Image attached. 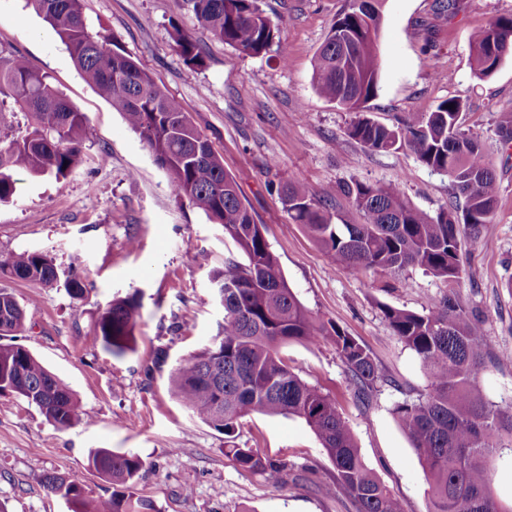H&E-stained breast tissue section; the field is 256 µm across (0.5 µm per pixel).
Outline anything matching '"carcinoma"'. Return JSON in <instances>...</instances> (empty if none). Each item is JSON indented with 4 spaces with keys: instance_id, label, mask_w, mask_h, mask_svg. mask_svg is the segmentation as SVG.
<instances>
[{
    "instance_id": "cac0c4a2",
    "label": "carcinoma",
    "mask_w": 512,
    "mask_h": 512,
    "mask_svg": "<svg viewBox=\"0 0 512 512\" xmlns=\"http://www.w3.org/2000/svg\"><path fill=\"white\" fill-rule=\"evenodd\" d=\"M51 25L85 80L122 112L156 161L170 175L174 195L202 209L224 227L245 262L224 261L211 283L224 294V326L202 351L184 360L172 376L177 398L200 420L224 432V454L240 468L258 471L272 483L284 482L287 465L236 442L241 420L251 412L297 416L311 428L335 468L336 483L325 487L350 498L356 512H403V507L363 460L336 402L303 381L279 355L289 341L329 339L345 363L359 401L369 403L380 379L370 353L332 323L314 321L288 287L265 237L224 158L188 113L112 39L93 31L82 0H26ZM192 11L214 37L245 55L267 52L280 38L278 25L266 17L258 0H188ZM384 0L347 6L318 48L314 60L317 92L351 112H361L379 86L376 39ZM184 64L204 65L198 44L175 30ZM473 69L492 75L505 55H512V16L499 17L471 43ZM25 113L29 132L22 139L0 140V203L16 191L13 174L27 171L66 176L79 162L92 130L85 115L63 99L48 80L14 50L0 46V108L6 103ZM464 105L447 99L432 112L408 115L393 127L357 118L348 135L376 151L408 147L427 167L447 174L462 208H443L431 217L394 188L355 180L342 192L360 213V224H334L326 201L301 181L286 182L282 203L289 220L305 228L337 265L368 271L398 272L418 266L446 282L463 272L460 226L477 238L498 201L496 174L479 139L462 130ZM57 268L48 255L24 251L0 259V280L52 284ZM138 304L115 299L94 325L92 342L114 356L135 351ZM393 333L420 358L428 392L393 408L424 469L427 512H512L490 491L487 457L500 431L512 429L507 418L484 401L476 372L489 352L479 318L448 295L423 312L387 307ZM5 335L24 333L20 303L0 289V328ZM0 392L24 397L60 429L79 420L80 404L71 389L26 347L0 344ZM89 463L112 483L111 512H149L152 505L134 492L141 458L101 448ZM43 485L69 505L70 512H101L88 501L75 478L46 473Z\"/></svg>"
}]
</instances>
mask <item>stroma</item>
I'll list each match as a JSON object with an SVG mask.
<instances>
[{"instance_id":"obj_1","label":"stroma","mask_w":512,"mask_h":512,"mask_svg":"<svg viewBox=\"0 0 512 512\" xmlns=\"http://www.w3.org/2000/svg\"><path fill=\"white\" fill-rule=\"evenodd\" d=\"M347 0H259L281 27L280 40L246 56L215 39L186 0H83L87 22L163 84L192 117L240 185L289 287L315 321L332 322L371 354L381 378L361 403L329 340L291 342L280 354L307 383L335 400L367 466L400 499L404 512H427L426 476L393 407L425 394L417 355L390 329L391 306L422 311L454 296L476 313L490 344L477 374L483 397L512 414V145L496 128L512 112V56L487 78L473 72L471 41L495 18L512 16V0H385L379 32L380 80L366 116L387 126L443 100L465 106L462 128L480 138L499 185L480 239L462 234L464 272L443 281L423 268L359 274L333 265L305 230L290 223L279 195L297 179L326 199L338 222L361 223L341 193L360 180L397 189L429 215L453 205L448 175L403 147L373 151L350 138L353 113L319 95L314 55ZM189 34L205 56L184 65L174 31ZM0 45L22 55L83 112L93 130L79 164L62 179L26 171L0 203V257L24 250L49 255L61 276L49 285L8 281L25 311L20 342L75 394L80 419L60 430L33 404L0 393V512H69L42 475L78 479L96 503L112 484L89 465L91 452H130L144 462L136 493L152 512H355L344 495L326 493L334 467L319 440L296 417L252 413L238 432L242 447L284 462L279 487L224 455V435L172 393L171 377L210 345L224 309L210 282L225 259L239 258L221 225L177 198L169 177L123 114L84 79L51 26L24 0H0ZM89 285L68 294L70 269ZM140 303L135 352L115 357L89 338L111 300ZM491 491L512 503V433L501 432L489 459Z\"/></svg>"}]
</instances>
